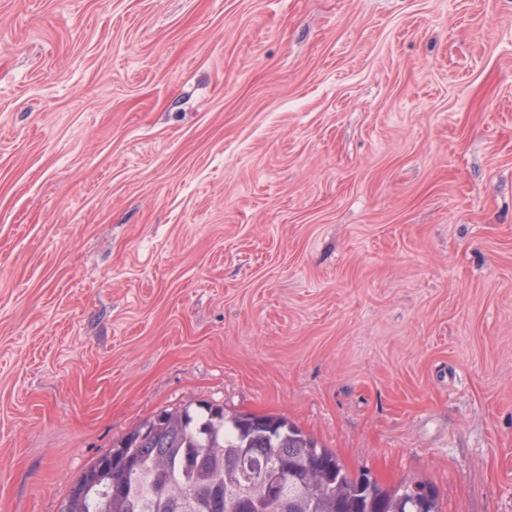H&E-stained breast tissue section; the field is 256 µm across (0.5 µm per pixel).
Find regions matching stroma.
Returning <instances> with one entry per match:
<instances>
[{"instance_id": "1", "label": "stroma", "mask_w": 512, "mask_h": 512, "mask_svg": "<svg viewBox=\"0 0 512 512\" xmlns=\"http://www.w3.org/2000/svg\"><path fill=\"white\" fill-rule=\"evenodd\" d=\"M198 402L512 512V0H0V512Z\"/></svg>"}]
</instances>
